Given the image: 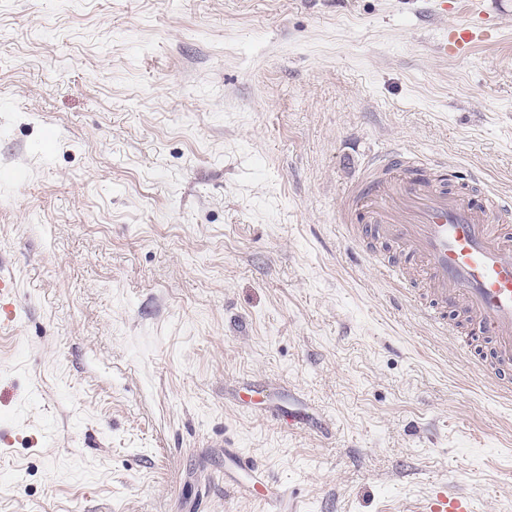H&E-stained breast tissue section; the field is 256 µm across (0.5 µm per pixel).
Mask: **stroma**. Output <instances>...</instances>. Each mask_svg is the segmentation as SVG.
<instances>
[{
    "instance_id": "obj_1",
    "label": "stroma",
    "mask_w": 512,
    "mask_h": 512,
    "mask_svg": "<svg viewBox=\"0 0 512 512\" xmlns=\"http://www.w3.org/2000/svg\"><path fill=\"white\" fill-rule=\"evenodd\" d=\"M394 148L512 204V0H0V512H512V398L339 225ZM486 30L471 25H457L448 28V37L439 45V52L448 57L466 55L471 46L481 41ZM233 464V469L224 472V484H229L233 487V491L238 496L245 499H252L263 488L265 483L272 482L265 471L258 462L252 457L246 455L242 451L230 450L224 448V453ZM243 471L250 477L248 482H244L238 478L237 472ZM472 498L444 489L434 491L418 507L417 512H475Z\"/></svg>"
}]
</instances>
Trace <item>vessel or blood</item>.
Segmentation results:
<instances>
[{
  "mask_svg": "<svg viewBox=\"0 0 512 512\" xmlns=\"http://www.w3.org/2000/svg\"><path fill=\"white\" fill-rule=\"evenodd\" d=\"M485 31L450 27L441 54L466 55ZM425 160L385 155L368 164L340 209L345 236L363 257L378 240L403 243L429 286L419 304L430 323L446 327L448 311L463 313L477 336L489 339V355L477 363L485 379L512 395V222L488 192L451 190L431 174ZM232 470L224 475L235 494L249 499L268 483L258 462L229 451ZM417 512H475L468 495L434 491Z\"/></svg>",
  "mask_w": 512,
  "mask_h": 512,
  "instance_id": "b4317fda",
  "label": "vessel or blood"
}]
</instances>
